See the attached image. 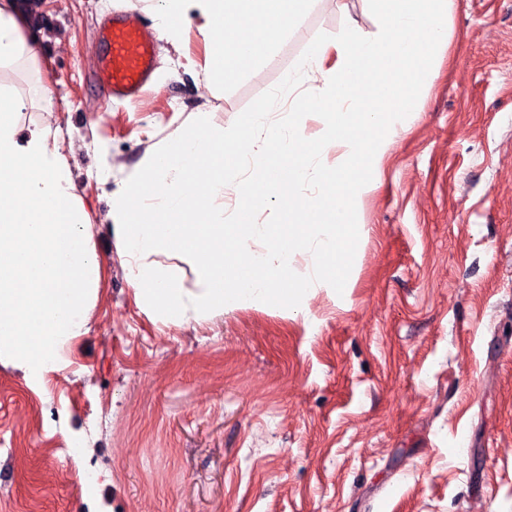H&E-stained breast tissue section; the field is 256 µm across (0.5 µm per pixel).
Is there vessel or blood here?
Returning <instances> with one entry per match:
<instances>
[{
  "instance_id": "b4317fda",
  "label": "vessel or blood",
  "mask_w": 512,
  "mask_h": 512,
  "mask_svg": "<svg viewBox=\"0 0 512 512\" xmlns=\"http://www.w3.org/2000/svg\"><path fill=\"white\" fill-rule=\"evenodd\" d=\"M95 78L110 97L138 100L155 69V32L114 14L100 30Z\"/></svg>"
}]
</instances>
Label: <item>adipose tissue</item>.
<instances>
[{
	"label": "adipose tissue",
	"instance_id": "adipose-tissue-1",
	"mask_svg": "<svg viewBox=\"0 0 512 512\" xmlns=\"http://www.w3.org/2000/svg\"><path fill=\"white\" fill-rule=\"evenodd\" d=\"M169 21L197 10L216 47L241 61L276 45L310 0H165ZM250 18L246 30L225 31L228 19ZM32 13L0 0V62L39 45L23 37ZM24 100L0 88V363L38 380L65 344L87 330L102 268L88 214L75 191L62 142L22 130L15 116Z\"/></svg>",
	"mask_w": 512,
	"mask_h": 512
}]
</instances>
